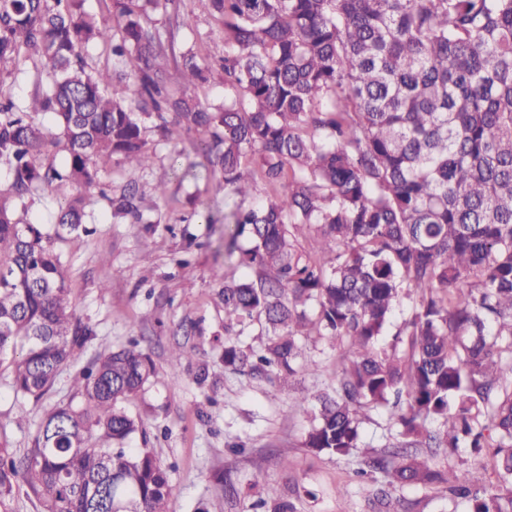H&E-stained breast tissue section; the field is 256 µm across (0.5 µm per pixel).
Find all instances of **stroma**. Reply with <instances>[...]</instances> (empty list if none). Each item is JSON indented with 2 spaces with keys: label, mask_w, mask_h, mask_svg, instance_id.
<instances>
[{
  "label": "stroma",
  "mask_w": 512,
  "mask_h": 512,
  "mask_svg": "<svg viewBox=\"0 0 512 512\" xmlns=\"http://www.w3.org/2000/svg\"><path fill=\"white\" fill-rule=\"evenodd\" d=\"M179 20L193 29L194 49L209 67L196 95L222 102V22L187 6ZM197 139L192 133L159 144L151 165L133 176L118 160H101L95 186L81 191L64 183L32 205L28 221L44 224L66 198L80 193L86 199L95 231L61 249L75 313L92 334L40 404L17 397L9 371L0 369V444L19 452L32 447L45 412L72 398L80 369L135 339L150 354L155 375L127 404L141 423L130 445L153 449L167 467L177 489L167 512H271L258 505L269 487L292 512H464L444 485L390 489L382 474L361 475L369 452L401 442L384 408L366 407L360 446L349 456L305 447L319 396L337 386L339 343L301 337L305 360L286 388L274 377L225 366V337L257 352L267 338L257 324L225 326L218 292L225 279L245 270L224 257L223 194L173 166L176 156H193ZM132 177L151 223H125L108 206V196L119 194ZM179 346L187 355L178 363L171 353ZM299 397L306 400L301 409L295 405ZM418 455L446 477L467 474L477 487L494 477L490 457L468 448L451 454L422 448Z\"/></svg>",
  "instance_id": "1"
}]
</instances>
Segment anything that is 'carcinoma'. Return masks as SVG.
Masks as SVG:
<instances>
[{
    "instance_id": "1",
    "label": "carcinoma",
    "mask_w": 512,
    "mask_h": 512,
    "mask_svg": "<svg viewBox=\"0 0 512 512\" xmlns=\"http://www.w3.org/2000/svg\"><path fill=\"white\" fill-rule=\"evenodd\" d=\"M113 24L84 0H0V63L30 61L38 89L0 97V367L16 396L39 402L92 330L65 287V235H88L81 196L51 223L25 222L55 182L84 187L97 158L132 172L150 161L148 132H202L204 163L183 176L217 180L233 255L248 273L219 297L238 324L264 322L263 354L224 342V364L283 383L310 326L348 345L338 387L319 398L305 445L359 447L363 407L385 404L408 445L491 448L496 482L448 486L467 512H512V0H193L224 25V104L182 88L207 82L193 48L158 28L181 0H109ZM101 46L120 74L90 71ZM173 59L174 72L167 61ZM49 112L53 123L38 116ZM51 146L63 165H43ZM129 224H149L136 182L108 198ZM315 232L305 250L293 230ZM409 315L379 346L396 302ZM315 308L314 319L306 309ZM151 357L122 346L83 369L75 396L46 412L34 446L0 447V512L25 485L40 512H167L176 493L149 448H129L140 422L123 403L154 376ZM440 422L437 431L425 423ZM390 483L445 478L401 450L366 461Z\"/></svg>"
}]
</instances>
